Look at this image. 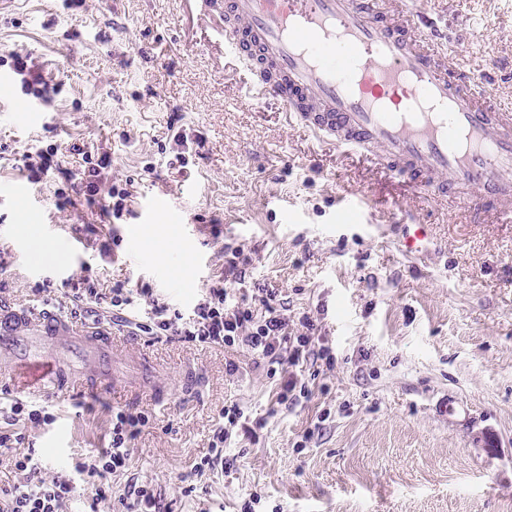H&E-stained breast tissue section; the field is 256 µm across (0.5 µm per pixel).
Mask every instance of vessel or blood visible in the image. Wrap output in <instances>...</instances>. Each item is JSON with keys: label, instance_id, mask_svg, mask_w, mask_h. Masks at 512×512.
<instances>
[{"label": "vessel or blood", "instance_id": "b4317fda", "mask_svg": "<svg viewBox=\"0 0 512 512\" xmlns=\"http://www.w3.org/2000/svg\"><path fill=\"white\" fill-rule=\"evenodd\" d=\"M216 33L252 77L306 127L346 150H367L417 190L452 196L473 214L512 215V113L488 104L495 89L431 52L433 24L389 0H205ZM426 225L402 244L427 251ZM21 370L52 385L51 367L0 316Z\"/></svg>", "mask_w": 512, "mask_h": 512}]
</instances>
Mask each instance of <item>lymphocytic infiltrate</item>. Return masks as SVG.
I'll use <instances>...</instances> for the list:
<instances>
[{
    "instance_id": "obj_1",
    "label": "lymphocytic infiltrate",
    "mask_w": 512,
    "mask_h": 512,
    "mask_svg": "<svg viewBox=\"0 0 512 512\" xmlns=\"http://www.w3.org/2000/svg\"><path fill=\"white\" fill-rule=\"evenodd\" d=\"M24 167L31 181H40L49 172L61 174L71 183L76 196L93 199L102 185V172L96 168L78 173L69 166L67 155L53 146L26 156ZM249 259L238 246L224 247V275L209 286L190 315H183L168 304L152 301L147 321L131 323L128 309L135 296H148L140 287L129 288L127 282L112 285V316L118 325L133 326L135 332L153 340L178 339L198 344H221L224 347L245 348L280 366L286 375L276 394V402L284 407L295 405L307 397L308 388L297 375L298 368L307 364L333 367L335 358L329 347L319 344L315 335L318 327L311 317L293 321L287 315L288 304L278 299L276 292L262 291L238 302H230L235 287L246 284ZM222 426L215 429L210 454L194 467L195 475L215 470L224 464V449L233 433L255 435L259 421L248 420L238 404L226 406L221 414ZM148 421L145 413L124 410L112 414L109 448L74 460L69 472L51 477L37 473L38 465L32 454L12 452V437L0 434V455L8 456L20 480L10 488L0 487V512H61L63 504L85 486H92L93 504L112 496V478L132 464L130 444Z\"/></svg>"
}]
</instances>
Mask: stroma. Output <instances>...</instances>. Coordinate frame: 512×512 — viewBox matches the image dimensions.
<instances>
[{
    "label": "stroma",
    "mask_w": 512,
    "mask_h": 512,
    "mask_svg": "<svg viewBox=\"0 0 512 512\" xmlns=\"http://www.w3.org/2000/svg\"><path fill=\"white\" fill-rule=\"evenodd\" d=\"M422 10L449 64L492 82L493 106L512 109V0H422ZM203 12L200 0H16L0 11V78L11 53H29L54 86L38 101L0 81V306L68 314L76 336L110 334L122 384L91 398L0 383V404L54 417L15 425L20 450L34 451L42 475L65 472L106 448L117 407L149 421L112 493L151 483L167 512H241L247 501L251 512H512V221L467 223L459 200L420 193L323 142L276 100L252 98ZM53 144L110 153L112 183L130 193L121 219L60 210L70 187L53 174L30 199L12 198L23 155ZM357 191L374 208L337 223L341 198ZM405 211L432 225L427 255L401 251ZM212 216L250 257L248 288L279 291L336 356L333 370L302 369L310 397L291 411L277 409L278 381L251 355L134 337L106 299L88 313L41 291L84 273L106 296L128 277L188 312L224 270ZM88 224L116 244L88 242ZM59 225L82 241L79 257L60 245ZM231 401L266 418L259 440L233 437L227 467L185 482ZM61 426L57 454L48 443Z\"/></svg>",
    "instance_id": "1"
}]
</instances>
